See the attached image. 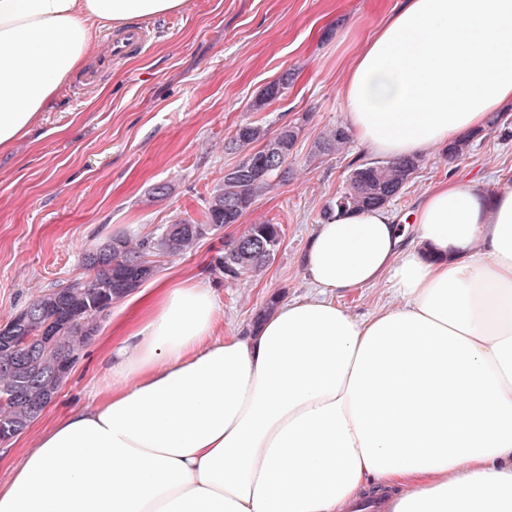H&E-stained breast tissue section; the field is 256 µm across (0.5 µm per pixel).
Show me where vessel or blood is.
I'll list each match as a JSON object with an SVG mask.
<instances>
[{
  "label": "vessel or blood",
  "mask_w": 512,
  "mask_h": 512,
  "mask_svg": "<svg viewBox=\"0 0 512 512\" xmlns=\"http://www.w3.org/2000/svg\"><path fill=\"white\" fill-rule=\"evenodd\" d=\"M150 39L149 31L136 25L121 30H105L101 36V48L92 64L77 79V88L97 85L111 72L113 58L141 54Z\"/></svg>",
  "instance_id": "obj_1"
}]
</instances>
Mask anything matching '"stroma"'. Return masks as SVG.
I'll use <instances>...</instances> for the list:
<instances>
[{
  "instance_id": "1",
  "label": "stroma",
  "mask_w": 512,
  "mask_h": 512,
  "mask_svg": "<svg viewBox=\"0 0 512 512\" xmlns=\"http://www.w3.org/2000/svg\"><path fill=\"white\" fill-rule=\"evenodd\" d=\"M398 0H186L176 14L142 19L150 50L113 63L100 87L67 84L38 125L0 152V324L40 292L82 276L85 250L114 236L159 235L179 218H200L211 187L240 156L227 143L242 121L270 130L299 126L293 177L259 198L240 223L204 238L187 256L155 260V279L192 280L211 288L223 309L216 333L247 327L271 298L306 297L301 265L324 204L357 164V144L310 160L314 141L344 123L339 96L367 36ZM294 82L256 107L284 72ZM455 177L491 192L512 182V139L483 129L466 156H425L390 202L398 215L416 208L433 184ZM272 220L281 245L258 277L235 280L209 264L243 225ZM113 303L97 337L82 351L57 397L22 433L0 442V485L7 484L39 436L70 410L94 401L106 384L101 343L121 316Z\"/></svg>"
}]
</instances>
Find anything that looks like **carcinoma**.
<instances>
[{"mask_svg":"<svg viewBox=\"0 0 512 512\" xmlns=\"http://www.w3.org/2000/svg\"><path fill=\"white\" fill-rule=\"evenodd\" d=\"M292 74L286 73L268 85L255 101L262 106L280 97L288 88ZM300 129L282 126L275 132L256 121L240 123L228 142L229 149L241 154L239 162L224 172L213 186L203 218H180L152 238L134 241L113 237L86 250L84 256L98 251L97 265L83 260L88 275L71 279L33 298L14 319L24 320L21 336H36L48 321H53L56 337L50 344L32 346L9 343L0 338V425L7 424L20 432L35 419L33 406L55 388L53 374L67 359L77 360L80 349L90 341L91 327H99L105 308L129 295L127 283L140 277L141 265L151 254L182 256L194 251L207 237V227L215 230L239 223L258 198L266 195L275 182L288 180V159L298 140ZM474 135L468 134L448 145V158L463 157ZM351 135L343 125L327 129L314 143L310 158L343 152ZM421 160L407 158L370 161L357 165L346 187L323 208L321 217L343 210H368L387 205L396 197L418 170ZM282 227L271 221L250 224L236 238L224 244V254L215 258L212 271L227 278L261 275L277 253Z\"/></svg>","mask_w":512,"mask_h":512,"instance_id":"1","label":"carcinoma"}]
</instances>
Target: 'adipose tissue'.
I'll list each match as a JSON object with an SVG mask.
<instances>
[{"label":"adipose tissue","instance_id":"adipose-tissue-1","mask_svg":"<svg viewBox=\"0 0 512 512\" xmlns=\"http://www.w3.org/2000/svg\"><path fill=\"white\" fill-rule=\"evenodd\" d=\"M186 0H0V151L97 30ZM339 94L366 153L423 157L512 104V0H402ZM312 230L311 296L221 338L210 289L157 282L103 343L109 377L0 486V512H512V184L448 180L407 214ZM385 284L358 317L337 292Z\"/></svg>","mask_w":512,"mask_h":512}]
</instances>
